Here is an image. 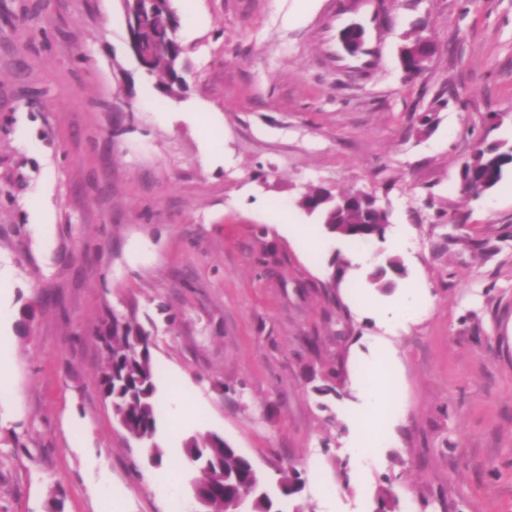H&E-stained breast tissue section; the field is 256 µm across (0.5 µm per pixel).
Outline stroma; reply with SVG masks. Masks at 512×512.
Instances as JSON below:
<instances>
[{"label": "stroma", "mask_w": 512, "mask_h": 512, "mask_svg": "<svg viewBox=\"0 0 512 512\" xmlns=\"http://www.w3.org/2000/svg\"><path fill=\"white\" fill-rule=\"evenodd\" d=\"M376 3L358 72L322 60L325 0H174L172 98L122 0H0V512H195L184 443L206 434L269 483L300 471L283 512H380L386 489L394 512H512V174L458 191L480 142L512 143V0ZM425 14L442 50L410 81L398 49ZM315 187L372 193L384 238L328 232L298 204ZM114 316L150 335L159 467L99 390ZM379 354L395 408L368 455ZM178 27L173 29V33L170 36L172 51L170 57L157 60L154 63V70L150 72L151 75L158 77L161 85L166 83L170 76L175 75L178 72L180 60L184 54V47L178 38L177 31Z\"/></svg>", "instance_id": "1"}]
</instances>
